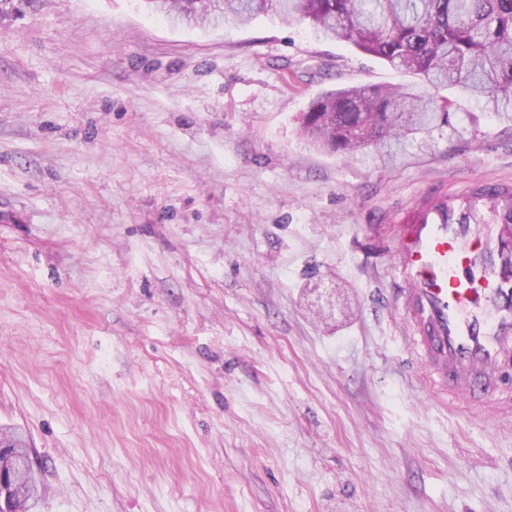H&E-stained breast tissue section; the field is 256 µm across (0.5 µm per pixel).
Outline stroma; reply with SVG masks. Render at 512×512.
<instances>
[{"instance_id":"stroma-1","label":"stroma","mask_w":512,"mask_h":512,"mask_svg":"<svg viewBox=\"0 0 512 512\" xmlns=\"http://www.w3.org/2000/svg\"><path fill=\"white\" fill-rule=\"evenodd\" d=\"M409 80L271 14L0 20V434L35 512H512V420L435 400L357 249L512 183V123L451 89L462 135L385 163L299 130L324 91Z\"/></svg>"}]
</instances>
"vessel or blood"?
I'll list each match as a JSON object with an SVG mask.
<instances>
[{
	"instance_id": "1",
	"label": "vessel or blood",
	"mask_w": 512,
	"mask_h": 512,
	"mask_svg": "<svg viewBox=\"0 0 512 512\" xmlns=\"http://www.w3.org/2000/svg\"><path fill=\"white\" fill-rule=\"evenodd\" d=\"M402 342L440 394L512 418V184L431 196L395 227Z\"/></svg>"
}]
</instances>
